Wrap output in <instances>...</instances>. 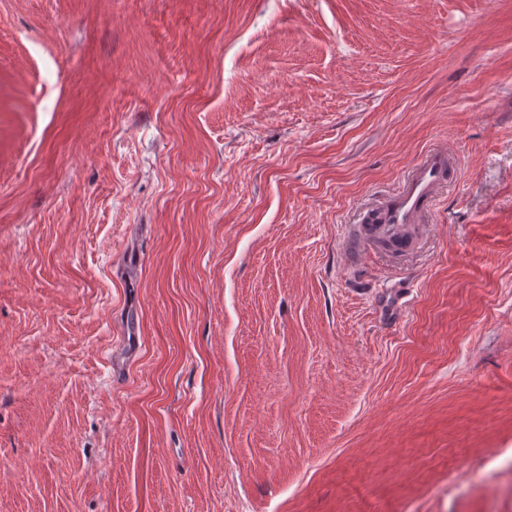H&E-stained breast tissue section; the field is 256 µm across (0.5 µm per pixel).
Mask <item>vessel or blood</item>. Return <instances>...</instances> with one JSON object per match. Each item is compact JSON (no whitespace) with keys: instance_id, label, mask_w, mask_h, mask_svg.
<instances>
[{"instance_id":"b4317fda","label":"vessel or blood","mask_w":512,"mask_h":512,"mask_svg":"<svg viewBox=\"0 0 512 512\" xmlns=\"http://www.w3.org/2000/svg\"><path fill=\"white\" fill-rule=\"evenodd\" d=\"M448 175L447 155L428 153L416 165L403 188L374 209L372 223L358 226L359 241L394 254L413 250L418 242L417 221Z\"/></svg>"}]
</instances>
